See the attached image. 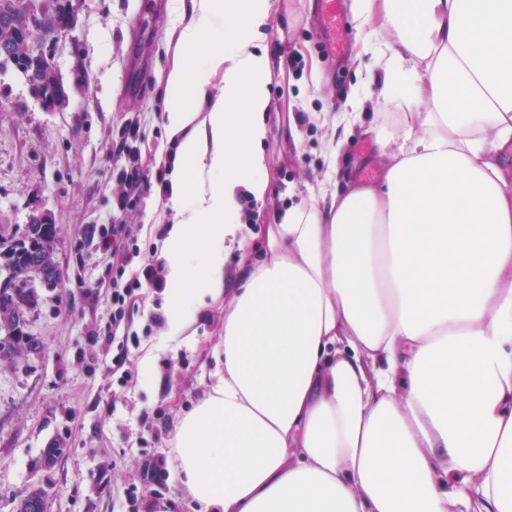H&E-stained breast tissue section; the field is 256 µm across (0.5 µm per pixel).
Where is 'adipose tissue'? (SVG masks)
Masks as SVG:
<instances>
[{"label": "adipose tissue", "instance_id": "adipose-tissue-1", "mask_svg": "<svg viewBox=\"0 0 512 512\" xmlns=\"http://www.w3.org/2000/svg\"><path fill=\"white\" fill-rule=\"evenodd\" d=\"M271 8L170 0L173 303L140 364L224 306L174 477L194 512H512V0H352L392 32L376 102L403 130L375 134L378 183L309 189L230 277L238 192L269 196Z\"/></svg>", "mask_w": 512, "mask_h": 512}]
</instances>
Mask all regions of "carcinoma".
<instances>
[{
	"label": "carcinoma",
	"mask_w": 512,
	"mask_h": 512,
	"mask_svg": "<svg viewBox=\"0 0 512 512\" xmlns=\"http://www.w3.org/2000/svg\"><path fill=\"white\" fill-rule=\"evenodd\" d=\"M74 23L70 0H46V8L41 18L33 22L28 14L18 10L9 18L0 19V69L10 64L27 81H33L34 66L30 61L12 60L7 55L8 42L33 31L42 38L51 37L62 26ZM57 228L54 224H30L25 239L0 250V268L7 266L11 270V280L6 288H0V313L6 314L15 309L11 317L15 334L0 339V360H13L25 351L33 350L35 340L23 331L25 320L23 310L37 302L36 278L30 271L32 256L37 249L49 246V255L56 257Z\"/></svg>",
	"instance_id": "obj_1"
}]
</instances>
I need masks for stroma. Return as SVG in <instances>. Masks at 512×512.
I'll use <instances>...</instances> for the list:
<instances>
[{"mask_svg": "<svg viewBox=\"0 0 512 512\" xmlns=\"http://www.w3.org/2000/svg\"><path fill=\"white\" fill-rule=\"evenodd\" d=\"M347 30L345 55L329 49L316 22L317 0H272L259 49L275 67L265 156L275 209L248 194L239 202L251 259L264 248L274 210L301 205L330 170L331 128L359 107L343 154L352 181L375 183L373 133L400 131L403 110L374 104L379 91L376 48L362 49L351 0H340ZM74 25L52 47V63L67 98L44 109L15 69L0 70V241L23 238L34 213L47 214L59 236L61 280L38 291L25 309L27 335L41 344L14 363L0 361V512L40 488L48 512H147L151 501L168 512H193L169 470L170 438L186 407L196 403L214 365L224 309L203 312L187 344L162 350L153 371L139 350L158 341L168 296L140 288L120 326L112 324V267L97 250L113 225L131 227L119 239L127 271L156 256L166 221L155 200L165 162L176 153L166 133L162 83L175 47L169 11L148 12L144 0H72ZM147 75L138 93L128 87ZM127 139L152 188L121 206ZM57 449L52 464L45 449Z\"/></svg>", "mask_w": 512, "mask_h": 512, "instance_id": "35a3bbf8", "label": "stroma"}]
</instances>
